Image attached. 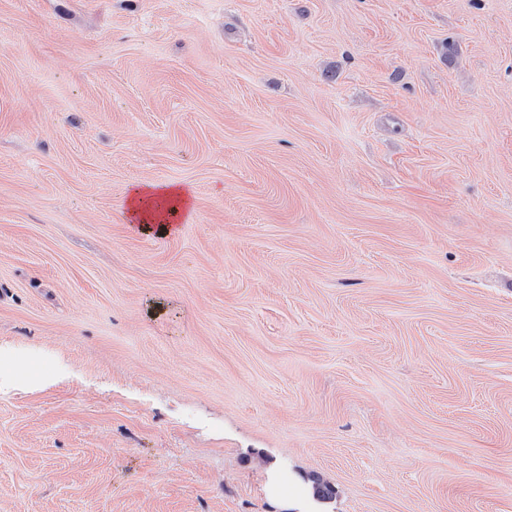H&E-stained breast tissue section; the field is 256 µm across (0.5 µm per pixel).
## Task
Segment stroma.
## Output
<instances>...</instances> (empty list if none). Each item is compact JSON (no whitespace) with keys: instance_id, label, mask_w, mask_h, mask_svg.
<instances>
[{"instance_id":"35a3bbf8","label":"stroma","mask_w":512,"mask_h":512,"mask_svg":"<svg viewBox=\"0 0 512 512\" xmlns=\"http://www.w3.org/2000/svg\"><path fill=\"white\" fill-rule=\"evenodd\" d=\"M0 352V512H512V0H0ZM126 204L130 224H140L144 230L156 224L169 234L190 218L193 197L190 189L178 183L142 182L130 188Z\"/></svg>"}]
</instances>
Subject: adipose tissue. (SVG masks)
<instances>
[{"instance_id": "ef3b65f1", "label": "adipose tissue", "mask_w": 512, "mask_h": 512, "mask_svg": "<svg viewBox=\"0 0 512 512\" xmlns=\"http://www.w3.org/2000/svg\"><path fill=\"white\" fill-rule=\"evenodd\" d=\"M193 210L190 189L174 182H142L131 187L127 198L130 223L143 229L158 226L174 232L178 223L187 221Z\"/></svg>"}]
</instances>
